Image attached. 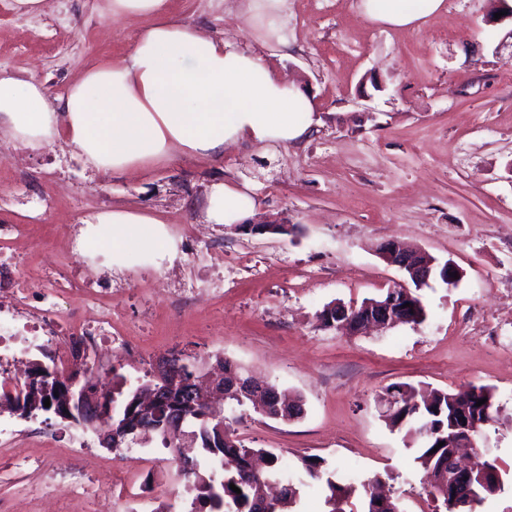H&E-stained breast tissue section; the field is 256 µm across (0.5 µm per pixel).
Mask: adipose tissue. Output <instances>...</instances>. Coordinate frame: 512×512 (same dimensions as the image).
I'll list each match as a JSON object with an SVG mask.
<instances>
[{
    "label": "adipose tissue",
    "mask_w": 512,
    "mask_h": 512,
    "mask_svg": "<svg viewBox=\"0 0 512 512\" xmlns=\"http://www.w3.org/2000/svg\"><path fill=\"white\" fill-rule=\"evenodd\" d=\"M444 0H359L370 20L412 29L438 14ZM285 0H239L261 41L287 46ZM113 17H150L121 62L86 71L51 104L42 85L0 71V134L27 144L66 135L84 161L115 174L168 160L174 152L210 158L243 141L302 140L317 124L313 96L283 79L264 58L199 35L166 15V0H110ZM248 189L212 184L206 220L235 224L250 216ZM88 252L110 243L118 260L142 254L161 262L170 239L156 218L117 208L86 223Z\"/></svg>",
    "instance_id": "adipose-tissue-1"
}]
</instances>
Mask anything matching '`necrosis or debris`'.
<instances>
[{"label": "necrosis or debris", "mask_w": 512, "mask_h": 512, "mask_svg": "<svg viewBox=\"0 0 512 512\" xmlns=\"http://www.w3.org/2000/svg\"><path fill=\"white\" fill-rule=\"evenodd\" d=\"M57 280L52 304L38 306L30 299L27 280L0 277V371L18 376L19 365L31 350L48 351L58 340L69 341L75 357L96 351L104 342L120 340L105 304L112 296L106 280L75 273L64 262H57ZM82 297L78 312L66 315L61 305Z\"/></svg>", "instance_id": "necrosis-or-debris-1"}]
</instances>
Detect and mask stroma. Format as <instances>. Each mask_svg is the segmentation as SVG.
Here are the masks:
<instances>
[{"label":"stroma","mask_w":512,"mask_h":512,"mask_svg":"<svg viewBox=\"0 0 512 512\" xmlns=\"http://www.w3.org/2000/svg\"><path fill=\"white\" fill-rule=\"evenodd\" d=\"M358 0H288L289 46L257 41L234 0H168L170 14L198 33L272 60L313 96L318 124L295 145L240 143L208 159L178 152L124 175L88 167L65 141L0 138V224H34L43 245L19 272L51 293L52 256L112 275V307L131 349L99 348L100 382L135 388L162 354L238 362L255 377L300 395L303 417L282 422L252 411L238 426L255 448L286 464L322 457L358 483L375 477L401 512L434 502L405 430L381 417L386 388L407 383L458 392L487 387L500 409L478 445L504 488L482 512H512V16H488L498 0H445L412 30L365 19ZM22 15L0 0V69L36 79L55 100L90 67L120 60L149 18L113 20L109 0H47ZM224 180L250 186L249 221L285 220L288 235L208 226L185 253L187 225L205 222L207 194ZM129 208L162 221L175 242L159 264L124 267L68 251L70 235L102 212ZM397 240L464 271L455 287L418 291L417 324L344 335L315 314L334 301L360 304L403 274L377 248ZM0 498L11 512H88L68 476L81 472L74 424L51 412L0 415ZM92 458L116 478L100 493L112 512H188L185 477L159 442L122 453L90 435Z\"/></svg>","instance_id":"obj_1"}]
</instances>
